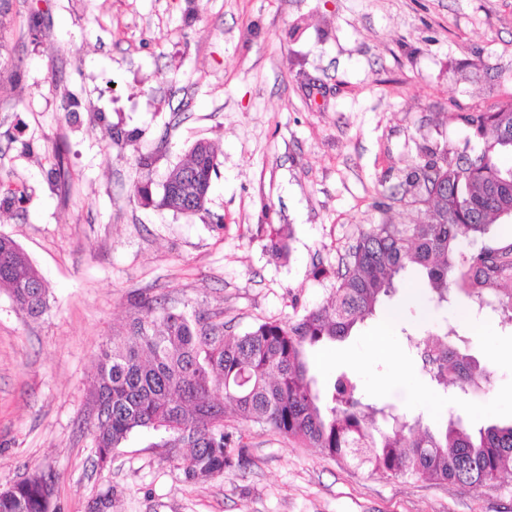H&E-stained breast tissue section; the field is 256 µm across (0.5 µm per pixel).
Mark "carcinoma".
Returning <instances> with one entry per match:
<instances>
[{
  "label": "carcinoma",
  "mask_w": 512,
  "mask_h": 512,
  "mask_svg": "<svg viewBox=\"0 0 512 512\" xmlns=\"http://www.w3.org/2000/svg\"><path fill=\"white\" fill-rule=\"evenodd\" d=\"M479 150L414 167L409 185L424 189L416 202L430 213L424 224H379L363 233L336 270V296L296 319L256 322L240 335L224 333L216 315L186 313L151 302L140 306L128 330L100 349L89 393L92 442L101 467L112 451L144 430L161 434L158 448L186 479L206 482L252 464L242 430L224 420L265 424L278 434L318 448L332 458L353 459L391 478L435 479L470 488L512 475V423L467 430L451 419L439 431L420 429V418L368 402L347 374L323 392L307 351L341 340L373 316L395 290L394 279L417 268L438 308L459 289L478 305L512 312V242L465 254L490 224L512 215V165L497 152L512 151V100L492 112L459 113ZM218 154L198 140L168 174L161 194L136 186L145 206L194 215L206 210ZM26 195L0 183V204ZM0 288L31 317L49 308V288L28 253L0 234ZM462 340L449 325L441 336L416 337L412 350L438 389L461 391L489 379L487 372L448 339ZM55 480L35 472L0 490V512H57Z\"/></svg>",
  "instance_id": "obj_1"
}]
</instances>
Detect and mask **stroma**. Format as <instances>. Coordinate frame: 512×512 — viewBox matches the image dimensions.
<instances>
[{
    "mask_svg": "<svg viewBox=\"0 0 512 512\" xmlns=\"http://www.w3.org/2000/svg\"><path fill=\"white\" fill-rule=\"evenodd\" d=\"M9 18L0 180L27 194L0 210V234L50 297L32 318L0 292V489L41 470L58 512H90L103 495L111 512H512L510 478L387 479L252 423L253 466L205 483L187 482L151 433L101 468L87 419L94 358L137 303L216 313L234 334L297 319L333 298L363 232L426 221L412 168L429 149L471 151L458 114L512 98V0H11ZM117 126L134 140L113 141ZM199 139L221 150L205 211L141 205L136 185L161 193ZM58 155L65 190L46 175ZM426 293L407 271L376 316L313 348L319 386L348 373L434 429L511 421L512 320L462 293L437 308ZM449 324L490 373L452 398L408 341Z\"/></svg>",
    "mask_w": 512,
    "mask_h": 512,
    "instance_id": "1",
    "label": "stroma"
}]
</instances>
